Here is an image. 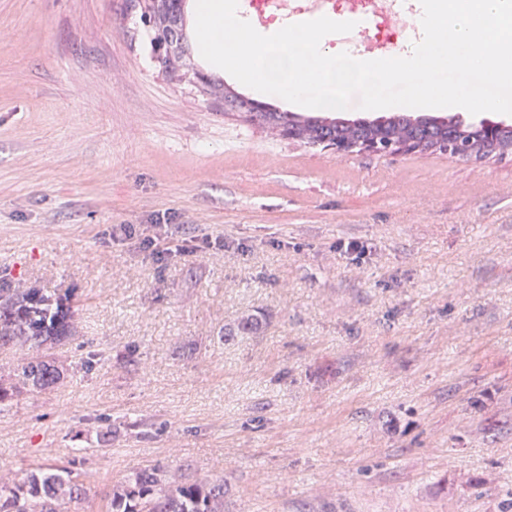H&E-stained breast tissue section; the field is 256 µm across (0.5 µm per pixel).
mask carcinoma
<instances>
[{
    "label": "carcinoma",
    "mask_w": 512,
    "mask_h": 512,
    "mask_svg": "<svg viewBox=\"0 0 512 512\" xmlns=\"http://www.w3.org/2000/svg\"><path fill=\"white\" fill-rule=\"evenodd\" d=\"M188 0H137L141 17L154 32V43L165 44L162 71L181 81L187 76L200 82L209 94L224 100V110L242 112L272 133L309 145L336 141L391 143L405 151L462 150L482 159L512 152V125L463 123L458 117L391 112L373 120L346 119L330 114L299 115L250 99L224 82L196 70L188 63L186 28ZM75 309L62 297L39 288L0 283V345L30 350L60 344L75 332ZM60 372L38 356L25 357L24 383L45 389L59 382ZM84 483L72 476L30 472L21 482H0V512H85ZM106 512H224V481L202 479L182 482L160 467L133 473L112 491Z\"/></svg>",
    "instance_id": "carcinoma-1"
}]
</instances>
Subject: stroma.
<instances>
[{"label":"stroma","instance_id":"stroma-1","mask_svg":"<svg viewBox=\"0 0 512 512\" xmlns=\"http://www.w3.org/2000/svg\"><path fill=\"white\" fill-rule=\"evenodd\" d=\"M153 37L125 0H0V276L78 314L52 387L0 346V476L68 468L96 510L158 466L224 512H512V153L275 136Z\"/></svg>","mask_w":512,"mask_h":512}]
</instances>
